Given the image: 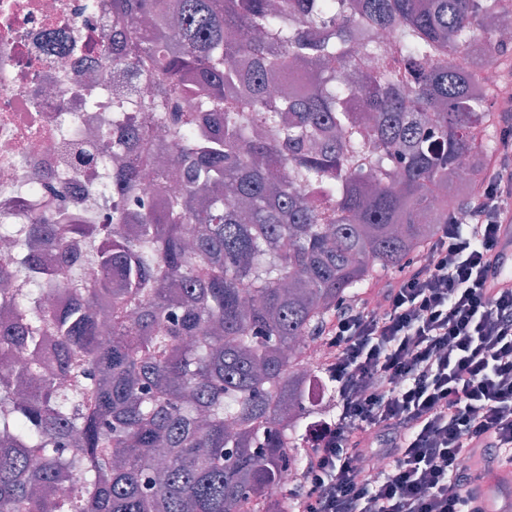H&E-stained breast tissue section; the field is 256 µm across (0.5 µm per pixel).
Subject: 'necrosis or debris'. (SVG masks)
<instances>
[{
    "label": "necrosis or debris",
    "mask_w": 512,
    "mask_h": 512,
    "mask_svg": "<svg viewBox=\"0 0 512 512\" xmlns=\"http://www.w3.org/2000/svg\"><path fill=\"white\" fill-rule=\"evenodd\" d=\"M111 25L112 0H0L1 224L31 223L49 204L72 224L110 216L113 162L82 163L85 135L111 129L113 97H153L148 78L104 66Z\"/></svg>",
    "instance_id": "necrosis-or-debris-1"
}]
</instances>
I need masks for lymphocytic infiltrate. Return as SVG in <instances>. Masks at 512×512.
Returning <instances> with one entry per match:
<instances>
[{
	"instance_id": "obj_1",
	"label": "lymphocytic infiltrate",
	"mask_w": 512,
	"mask_h": 512,
	"mask_svg": "<svg viewBox=\"0 0 512 512\" xmlns=\"http://www.w3.org/2000/svg\"><path fill=\"white\" fill-rule=\"evenodd\" d=\"M467 227L442 225L380 297L322 331L338 414L306 429L291 512H479L475 480L512 467V290L485 286L512 213V122Z\"/></svg>"
}]
</instances>
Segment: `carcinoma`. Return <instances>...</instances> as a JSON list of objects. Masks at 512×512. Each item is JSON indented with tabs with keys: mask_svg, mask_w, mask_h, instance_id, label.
Wrapping results in <instances>:
<instances>
[{
	"mask_svg": "<svg viewBox=\"0 0 512 512\" xmlns=\"http://www.w3.org/2000/svg\"><path fill=\"white\" fill-rule=\"evenodd\" d=\"M492 20L512 27V0H112L109 62L155 95L116 100L140 120L98 137L129 157L112 223L43 216L25 265L0 264L17 315L0 352L25 356L0 383V512H287L314 414L293 343L473 200L501 148L483 71L512 76ZM365 26L394 48L359 43ZM45 248L71 256L60 310ZM21 274L32 287L10 289ZM50 339L69 392L44 371Z\"/></svg>",
	"mask_w": 512,
	"mask_h": 512,
	"instance_id": "carcinoma-1",
	"label": "carcinoma"
}]
</instances>
